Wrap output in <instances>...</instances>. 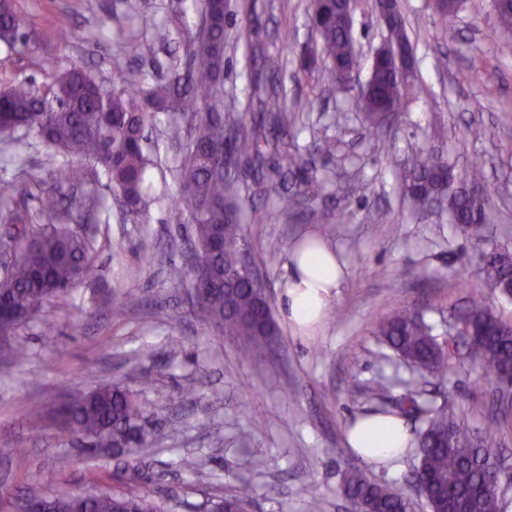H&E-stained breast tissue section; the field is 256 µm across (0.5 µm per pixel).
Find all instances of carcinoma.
<instances>
[{"label":"carcinoma","instance_id":"cac0c4a2","mask_svg":"<svg viewBox=\"0 0 512 512\" xmlns=\"http://www.w3.org/2000/svg\"><path fill=\"white\" fill-rule=\"evenodd\" d=\"M502 31L512 32V0H491ZM190 7L203 16V28L186 33L183 56L171 64L163 82L146 87L132 81L122 70L105 84L86 69L59 68V58L40 60L46 81L13 79L0 92V135L24 129L35 132L62 159L56 171L61 183L75 184L99 174L107 179L114 199L123 211L138 217L147 207L145 185L153 166L143 144L145 133L162 113L170 138H181L187 112L199 113L195 135L186 144V158L177 173L179 196L173 199L178 213L187 214L194 238V252L201 256L195 268L173 264L168 278L196 289L202 302L192 308L202 324L241 341V355L251 357L278 335L269 301L261 300L250 286L251 268L241 252L243 224L236 200L250 193L231 173L234 159L264 162L262 147L268 138L288 134L292 107L280 92L262 80L254 81V96L267 115L251 126L224 115V46L227 0H168L172 23L182 21ZM311 19L318 22L317 56L324 62L332 83L344 87L345 67L355 59V41L340 19L334 0H311ZM29 32L16 0H0V45L8 50L29 49ZM417 85H401L396 70L375 71L371 89L357 98L353 108L370 125H378L384 109L398 117L405 111ZM284 165L274 174L259 172V195L275 198L280 212L296 214L320 193L313 154L287 153ZM293 178L285 186L286 177ZM401 188L420 207L440 200L447 205L451 223L464 230H478L490 222L486 197L468 191L483 184L480 164L463 173L442 153L417 154L411 168L400 178ZM37 199L32 211L28 200ZM84 207L74 198L59 208L55 197L43 194L38 182L19 187L0 182V222L6 225L3 246L13 261L0 276V338L16 333L44 302L65 295L84 281L97 279L98 266L91 240L69 229L72 212ZM486 286L494 289L512 271V255L495 249L480 254ZM453 329L465 330L471 361L497 378L512 372V320H505L479 290L467 297L452 314ZM377 334L395 357L411 364L421 375L444 382L448 356L437 349L433 327L420 310L405 309L380 321ZM410 392L398 410L380 414L418 412L424 429L418 434L419 463L412 479L423 486L422 497L430 512H499L500 495L495 466L496 451L475 442L455 421L448 401L437 405ZM61 428L93 445L84 451L117 448L129 455L148 447L153 437L147 429L149 411L137 394L121 386H103L63 403L57 411ZM342 491L349 503L362 512H413V502L403 490L370 477L361 469L349 470ZM40 512H163L148 493L115 491L85 499L75 493L31 496ZM251 485L217 504L216 512H249Z\"/></svg>","mask_w":512,"mask_h":512}]
</instances>
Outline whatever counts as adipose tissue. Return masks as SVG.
<instances>
[{
	"instance_id": "adipose-tissue-1",
	"label": "adipose tissue",
	"mask_w": 512,
	"mask_h": 512,
	"mask_svg": "<svg viewBox=\"0 0 512 512\" xmlns=\"http://www.w3.org/2000/svg\"><path fill=\"white\" fill-rule=\"evenodd\" d=\"M288 276L279 299L282 320L300 332L321 322L346 275V262L329 245L307 252L299 246L288 251ZM412 443L403 418L372 415L358 419L346 432V446L370 464L400 457Z\"/></svg>"
}]
</instances>
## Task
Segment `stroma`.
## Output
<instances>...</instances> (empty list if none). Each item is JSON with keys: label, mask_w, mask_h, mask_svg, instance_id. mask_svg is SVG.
<instances>
[{"label": "stroma", "mask_w": 512, "mask_h": 512, "mask_svg": "<svg viewBox=\"0 0 512 512\" xmlns=\"http://www.w3.org/2000/svg\"><path fill=\"white\" fill-rule=\"evenodd\" d=\"M136 2L134 16L126 0H18L32 46L21 54L0 51V79L42 81L37 61L44 55L106 81L118 69L137 74L166 65L182 52L179 38L165 44L154 38L155 26L168 21L167 0ZM398 4L423 89L397 121L373 130L351 108L349 93L325 90L320 71L302 69L304 49L317 42L307 0L228 2L224 87L242 121L249 125L257 116L248 79L253 65L247 44L253 41L282 60L278 79L299 104L289 151L314 150L325 138L336 142L334 155L318 158L329 181L313 206L331 213L337 236H327L324 225L306 215L285 219L276 200L240 202L244 247L271 307L279 305L296 239L320 236L341 253L346 276L325 319L308 335L280 323L279 336L252 361L239 356V341L199 324L185 288L167 277L169 264L183 262L193 240L170 208L185 150L170 140L166 120L158 119L149 132L158 156L146 216L122 217L111 194L100 191L104 210L79 227L95 242L97 282L45 302L11 339L25 348L26 358L13 365L0 360V512H12L15 499L30 495L118 489L116 474L127 457L83 452L77 436L60 430L56 412L63 401L103 385L136 388L144 373L152 378L140 390L155 441L136 458L143 473L137 487L170 512H210L213 501L236 490L244 476L254 488L250 512H348L342 483L355 467L408 488L418 463L415 448L389 464H370L347 448L345 431L355 418L389 406L406 386L418 384L374 323L419 308L438 342H451V313L484 286L480 252L512 254V54L498 50L503 36L491 0H464L444 35L434 25L432 0ZM128 34L146 46L139 61L119 48ZM384 34L374 0H357L353 35L361 48V79H368L370 52ZM474 65L485 70L482 84L469 79ZM475 125L486 129L485 139L469 137ZM426 150L463 165L482 163L492 208L482 237L449 224L446 214L417 213L401 193L395 166H410ZM4 153L21 161L0 163V182L35 179L46 190L70 195V188L55 182L59 159L35 134L0 143ZM256 207L266 214L263 223L252 221ZM380 209L391 223L375 222ZM270 240L280 244L273 255L263 249ZM128 290L140 294L138 308L123 305L121 294ZM449 365L447 382L427 391L435 400H449L460 423L479 431L495 409L497 385L463 356H451ZM190 381L196 391L183 396L181 387ZM32 403L41 415L29 413ZM257 418L262 427H254ZM216 430L222 442L214 441ZM61 456L70 458L68 469L58 468ZM306 484L316 486L315 496L303 493Z\"/></svg>", "instance_id": "obj_1"}]
</instances>
